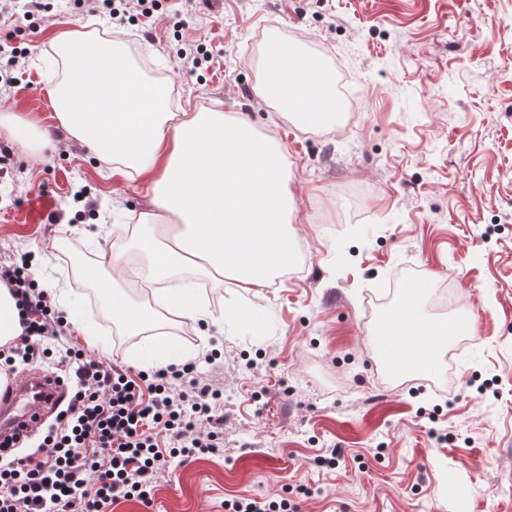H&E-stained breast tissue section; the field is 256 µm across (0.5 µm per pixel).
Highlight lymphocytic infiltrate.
<instances>
[{"label":"lymphocytic infiltrate","instance_id":"f902f5d3","mask_svg":"<svg viewBox=\"0 0 512 512\" xmlns=\"http://www.w3.org/2000/svg\"><path fill=\"white\" fill-rule=\"evenodd\" d=\"M23 315V356L54 335L51 297L27 266L0 269ZM195 364L153 376L80 357L75 392L49 425L39 449L0 458V512H105L122 501L150 504L159 474L173 459L215 449L224 418L219 389L200 384Z\"/></svg>","mask_w":512,"mask_h":512}]
</instances>
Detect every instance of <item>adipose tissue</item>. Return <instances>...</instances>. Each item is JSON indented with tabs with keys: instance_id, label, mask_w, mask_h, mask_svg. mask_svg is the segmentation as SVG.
I'll list each match as a JSON object with an SVG mask.
<instances>
[{
	"instance_id": "1",
	"label": "adipose tissue",
	"mask_w": 512,
	"mask_h": 512,
	"mask_svg": "<svg viewBox=\"0 0 512 512\" xmlns=\"http://www.w3.org/2000/svg\"><path fill=\"white\" fill-rule=\"evenodd\" d=\"M54 44L68 73L49 96L67 136L88 145L110 173L150 181V207L139 216L146 231L133 244L148 262L145 277L156 286V307L125 293L122 253L100 250L95 268L106 275L108 304L127 331L207 316L196 294L165 289L180 272L215 281L229 275L239 287L259 288L288 265L294 257L286 228L292 197L282 144L257 135L244 119L171 111L168 86L125 64L104 66L108 46L84 33H59ZM262 70L259 95L266 104L303 113L316 126L335 112L333 83L286 47L272 45ZM402 317L425 327L427 340L408 351L387 343L384 351L399 369L430 365L447 324L422 325L409 305Z\"/></svg>"
}]
</instances>
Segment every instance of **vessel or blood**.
<instances>
[{"label":"vessel or blood","mask_w":512,"mask_h":512,"mask_svg":"<svg viewBox=\"0 0 512 512\" xmlns=\"http://www.w3.org/2000/svg\"><path fill=\"white\" fill-rule=\"evenodd\" d=\"M377 333L399 345L415 343L414 337L403 335L399 323L388 318L379 322ZM67 396L62 377L38 369L31 371L21 383L0 393V442L16 445L56 411Z\"/></svg>","instance_id":"vessel-or-blood-1"}]
</instances>
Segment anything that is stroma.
<instances>
[{"label": "stroma", "mask_w": 512, "mask_h": 512, "mask_svg": "<svg viewBox=\"0 0 512 512\" xmlns=\"http://www.w3.org/2000/svg\"><path fill=\"white\" fill-rule=\"evenodd\" d=\"M220 10L157 0L125 24L174 92L246 118L288 152L295 210L288 229L307 262L268 286L237 288L184 272L214 320L139 335L123 331L89 278L113 248L136 267L129 234L148 209L142 179L108 175L64 138L48 91L59 77L53 37L98 28L82 0H44L0 24L17 48L0 81V113L38 118L51 146L32 154L0 134V263L52 251L43 285L70 289L60 345L132 373L167 332L224 391L216 451L160 474L153 502L112 512H229L241 498H288L299 512H512V0H222ZM320 59L349 125L310 128L260 103L271 43ZM202 46L211 60L183 68ZM83 238L84 270L66 247ZM451 277L440 311L422 277ZM424 323L462 325L436 347L434 369H391L372 334L400 300ZM257 310L259 320L231 319ZM480 314L465 329L470 314Z\"/></svg>", "instance_id": "stroma-1"}]
</instances>
